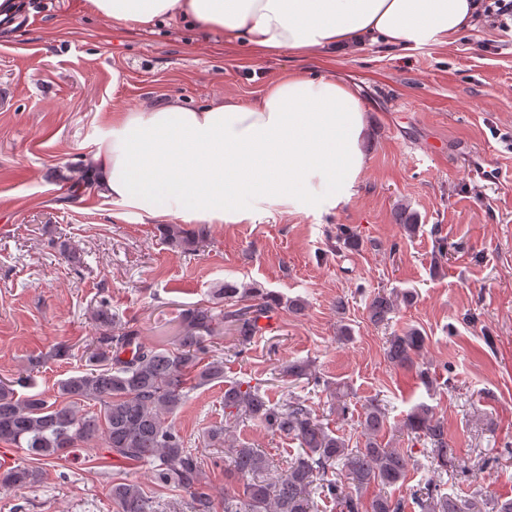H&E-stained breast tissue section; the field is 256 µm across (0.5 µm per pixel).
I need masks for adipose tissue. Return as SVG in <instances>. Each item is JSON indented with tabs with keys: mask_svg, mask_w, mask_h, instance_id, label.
<instances>
[{
	"mask_svg": "<svg viewBox=\"0 0 512 512\" xmlns=\"http://www.w3.org/2000/svg\"><path fill=\"white\" fill-rule=\"evenodd\" d=\"M138 31L188 20L261 53L312 54L367 40L416 50L448 44L477 21L475 0H87ZM371 134L357 92L291 71L251 101L199 108L180 98L117 112L86 160L96 194L146 218L239 222L263 203L289 212L339 207L366 170Z\"/></svg>",
	"mask_w": 512,
	"mask_h": 512,
	"instance_id": "adipose-tissue-1",
	"label": "adipose tissue"
}]
</instances>
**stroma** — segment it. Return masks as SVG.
I'll return each instance as SVG.
<instances>
[{"label":"stroma","mask_w":512,"mask_h":512,"mask_svg":"<svg viewBox=\"0 0 512 512\" xmlns=\"http://www.w3.org/2000/svg\"><path fill=\"white\" fill-rule=\"evenodd\" d=\"M296 69L349 84L369 110L368 167L341 207L291 214L266 203L239 223L210 225L204 246L188 254L163 241L158 221L75 192L113 111L175 96L190 106L250 101ZM400 205L418 215L414 235L394 222ZM340 224L362 238L360 250L337 249ZM63 240L82 266L60 256ZM227 281L306 305L298 316L280 308L244 356L225 357L228 378L275 387L281 400L307 398L353 447L364 442L362 404L379 398L388 409L383 441L419 462L408 486L433 479L462 498L512 496V30L479 22L452 43L409 52L365 44L303 57L258 54L186 21L131 31L85 0H22L0 25V379L36 393L82 370L100 299L151 343L175 335L181 311L212 304ZM392 290L416 297L388 324H373L371 296ZM342 322L351 340L339 339ZM409 327L426 338L416 362L433 388L386 358L390 334ZM61 341L71 356L51 358ZM41 355L42 367L28 372ZM307 359L329 385L352 388L348 420L330 419L327 388L281 376ZM422 403L444 418L460 469H434L402 429ZM223 419L224 386L215 382L190 391L175 425L195 448ZM233 434L275 456L297 448L252 420ZM42 469L38 486L0 488V512H114L113 479L150 482L145 468L115 466L92 447Z\"/></svg>","instance_id":"1"}]
</instances>
